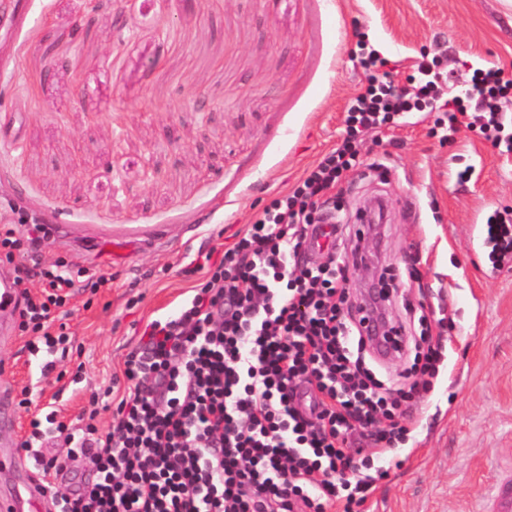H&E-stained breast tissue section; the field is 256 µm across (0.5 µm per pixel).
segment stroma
Returning a JSON list of instances; mask_svg holds the SVG:
<instances>
[{
	"mask_svg": "<svg viewBox=\"0 0 512 512\" xmlns=\"http://www.w3.org/2000/svg\"><path fill=\"white\" fill-rule=\"evenodd\" d=\"M370 50L383 64L367 71ZM425 57L460 82L485 63L512 75V0H0V225L44 224L27 266L56 263L75 282L56 316L70 335L62 378H41L47 353L0 312V443L30 439L51 405L38 444L63 453L57 423L78 433L94 398L111 430L123 361L147 323L185 308L198 253L220 259L336 148L369 78L408 86ZM443 118L373 130L329 193L346 225L336 258L362 259L352 298L384 273L391 326L413 332L407 300L446 324L403 463L367 512H489V486L512 482V266L476 245L477 225L512 209V155L462 123L441 140Z\"/></svg>",
	"mask_w": 512,
	"mask_h": 512,
	"instance_id": "35a3bbf8",
	"label": "stroma"
}]
</instances>
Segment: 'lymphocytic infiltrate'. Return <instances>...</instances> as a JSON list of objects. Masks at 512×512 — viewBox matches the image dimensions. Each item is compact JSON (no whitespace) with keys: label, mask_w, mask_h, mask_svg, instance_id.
<instances>
[{"label":"lymphocytic infiltrate","mask_w":512,"mask_h":512,"mask_svg":"<svg viewBox=\"0 0 512 512\" xmlns=\"http://www.w3.org/2000/svg\"><path fill=\"white\" fill-rule=\"evenodd\" d=\"M428 109L446 112L452 126L473 115L494 147L512 153V79L501 67L474 68L457 92L425 60L411 88L369 82L349 103L342 143L207 266L178 317L147 325L124 362L127 392L112 431L99 432L94 408L66 454L23 443L45 475L76 456L96 467L95 480L63 494L64 512H361L389 475L383 456L410 434L402 403L429 388L443 345L420 315L418 334L395 339L404 368L391 374L370 348L363 307L335 256L303 269L300 252L364 136ZM486 224L490 259L511 261L512 210ZM39 279L21 326L53 349L68 341L52 313L69 302L74 281L53 265ZM365 439L373 452L361 448Z\"/></svg>","instance_id":"f902f5d3"}]
</instances>
